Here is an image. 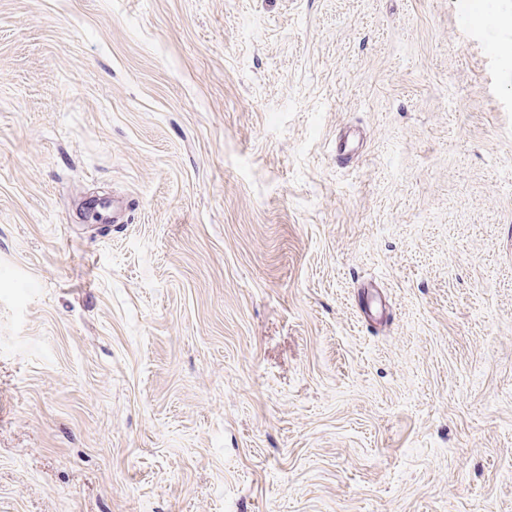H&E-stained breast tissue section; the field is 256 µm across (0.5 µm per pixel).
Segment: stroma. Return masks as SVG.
<instances>
[{"mask_svg":"<svg viewBox=\"0 0 512 512\" xmlns=\"http://www.w3.org/2000/svg\"><path fill=\"white\" fill-rule=\"evenodd\" d=\"M477 2L0 0V512H512Z\"/></svg>","mask_w":512,"mask_h":512,"instance_id":"stroma-1","label":"stroma"}]
</instances>
